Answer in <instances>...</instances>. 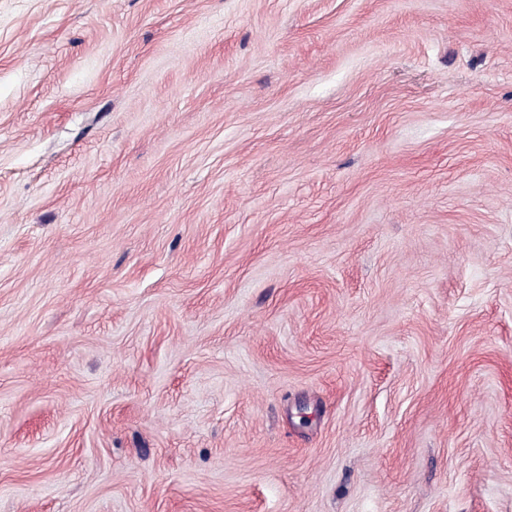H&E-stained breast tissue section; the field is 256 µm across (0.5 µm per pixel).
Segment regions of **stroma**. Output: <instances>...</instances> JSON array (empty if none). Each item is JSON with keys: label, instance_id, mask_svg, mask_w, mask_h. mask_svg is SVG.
Instances as JSON below:
<instances>
[{"label": "stroma", "instance_id": "1", "mask_svg": "<svg viewBox=\"0 0 512 512\" xmlns=\"http://www.w3.org/2000/svg\"><path fill=\"white\" fill-rule=\"evenodd\" d=\"M0 512H512V0H0Z\"/></svg>", "mask_w": 512, "mask_h": 512}]
</instances>
